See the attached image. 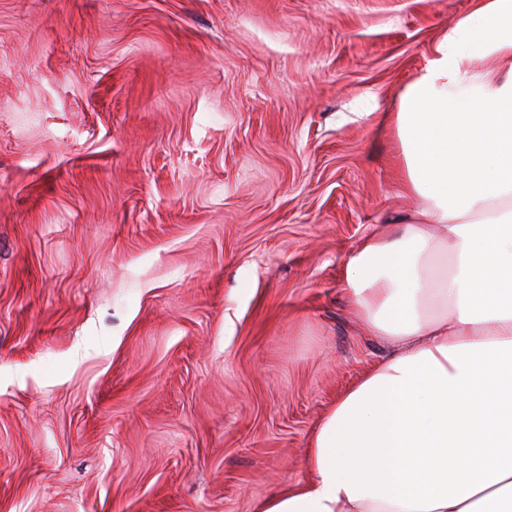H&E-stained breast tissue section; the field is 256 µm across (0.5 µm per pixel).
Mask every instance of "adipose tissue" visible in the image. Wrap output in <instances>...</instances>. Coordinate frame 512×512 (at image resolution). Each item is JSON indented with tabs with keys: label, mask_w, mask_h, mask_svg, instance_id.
Listing matches in <instances>:
<instances>
[{
	"label": "adipose tissue",
	"mask_w": 512,
	"mask_h": 512,
	"mask_svg": "<svg viewBox=\"0 0 512 512\" xmlns=\"http://www.w3.org/2000/svg\"><path fill=\"white\" fill-rule=\"evenodd\" d=\"M393 118L421 206L345 281L396 352L337 398L312 480L256 512H512V0L443 36Z\"/></svg>",
	"instance_id": "adipose-tissue-1"
}]
</instances>
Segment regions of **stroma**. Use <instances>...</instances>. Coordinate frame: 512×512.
Here are the masks:
<instances>
[{"mask_svg":"<svg viewBox=\"0 0 512 512\" xmlns=\"http://www.w3.org/2000/svg\"><path fill=\"white\" fill-rule=\"evenodd\" d=\"M479 0H0V512H254L387 359L344 264Z\"/></svg>","mask_w":512,"mask_h":512,"instance_id":"35a3bbf8","label":"stroma"}]
</instances>
